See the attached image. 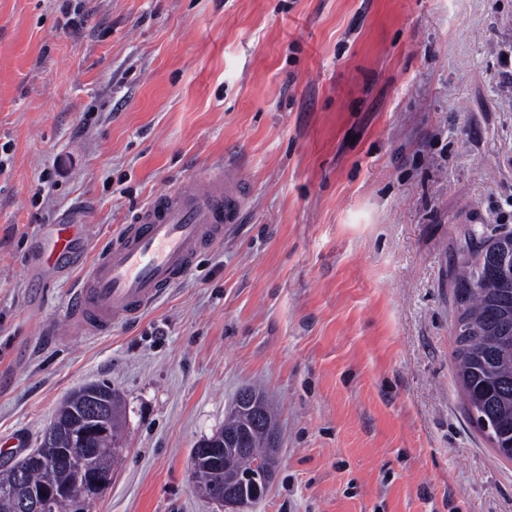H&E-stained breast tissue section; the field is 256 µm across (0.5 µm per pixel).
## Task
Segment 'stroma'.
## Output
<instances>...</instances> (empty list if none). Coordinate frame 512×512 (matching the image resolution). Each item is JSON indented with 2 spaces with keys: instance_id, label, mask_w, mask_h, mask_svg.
<instances>
[{
  "instance_id": "35a3bbf8",
  "label": "stroma",
  "mask_w": 512,
  "mask_h": 512,
  "mask_svg": "<svg viewBox=\"0 0 512 512\" xmlns=\"http://www.w3.org/2000/svg\"><path fill=\"white\" fill-rule=\"evenodd\" d=\"M512 0H0V464L89 383L123 398L85 512H224L191 451L263 391L279 464L248 512H512L456 378L453 272L512 217ZM250 185L240 224L140 320L72 336L85 271L170 186ZM88 244V224H46L37 266L43 271L77 267L84 261Z\"/></svg>"
}]
</instances>
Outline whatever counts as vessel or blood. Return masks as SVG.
Masks as SVG:
<instances>
[{
    "label": "vessel or blood",
    "instance_id": "b4317fda",
    "mask_svg": "<svg viewBox=\"0 0 512 512\" xmlns=\"http://www.w3.org/2000/svg\"><path fill=\"white\" fill-rule=\"evenodd\" d=\"M249 185L225 169L156 194L92 263L85 224H49L37 251L39 269L86 265L70 307L68 331L98 336L143 317L181 282L197 256L221 244L240 220Z\"/></svg>",
    "mask_w": 512,
    "mask_h": 512
}]
</instances>
